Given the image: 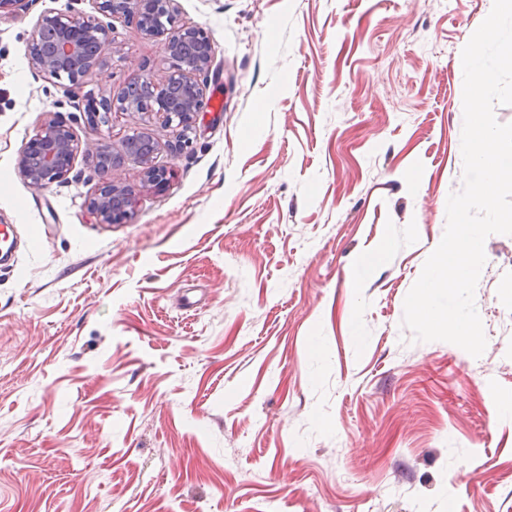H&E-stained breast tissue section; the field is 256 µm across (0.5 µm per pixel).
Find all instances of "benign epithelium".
Listing matches in <instances>:
<instances>
[{"instance_id":"7a95c632","label":"benign epithelium","mask_w":512,"mask_h":512,"mask_svg":"<svg viewBox=\"0 0 512 512\" xmlns=\"http://www.w3.org/2000/svg\"><path fill=\"white\" fill-rule=\"evenodd\" d=\"M94 9L110 19L104 24L74 10L48 11L37 19L27 43L33 69L60 84L70 98L78 97L85 77L105 63V53L114 41V22L136 21L145 35L161 41L170 65L161 74L141 73L117 95L97 99L81 97L76 111L100 135L93 150L82 148L72 122L55 115L25 141L19 155L18 171L30 186L41 189L66 183L78 156L93 168L97 190L86 208L99 224H124L139 203V190L116 180L127 166L140 169L143 184L156 194L164 193L175 171L155 163L158 145L144 133L134 132L116 147L112 144V115L152 113L178 130V147L193 144L199 114L206 106V87L214 61V43L202 29L177 23L176 0H92Z\"/></svg>"}]
</instances>
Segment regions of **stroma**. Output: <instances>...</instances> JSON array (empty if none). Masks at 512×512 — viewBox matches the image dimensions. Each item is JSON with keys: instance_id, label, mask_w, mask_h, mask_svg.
Segmentation results:
<instances>
[{"instance_id": "1", "label": "stroma", "mask_w": 512, "mask_h": 512, "mask_svg": "<svg viewBox=\"0 0 512 512\" xmlns=\"http://www.w3.org/2000/svg\"><path fill=\"white\" fill-rule=\"evenodd\" d=\"M0 16V512H512V236L485 241L487 346L413 342L404 299L463 186L458 60L493 0H177L215 43L193 145L116 114L177 175L99 224L84 159L18 173L62 88ZM118 24L85 91L161 73ZM377 260L363 278V259Z\"/></svg>"}]
</instances>
